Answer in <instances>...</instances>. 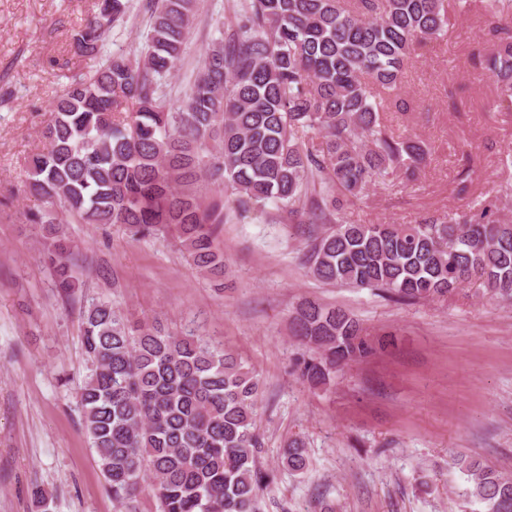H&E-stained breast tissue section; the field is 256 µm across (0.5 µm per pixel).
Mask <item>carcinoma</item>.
<instances>
[{"label": "carcinoma", "instance_id": "cac0c4a2", "mask_svg": "<svg viewBox=\"0 0 512 512\" xmlns=\"http://www.w3.org/2000/svg\"><path fill=\"white\" fill-rule=\"evenodd\" d=\"M445 0H241L231 32L212 44L184 105L163 83L180 60L196 0H148L139 57L106 42L128 0H98L72 34L73 53L98 65L69 77L45 126L46 147L27 165L26 193L43 204L25 219L43 225L56 287L76 288L63 213L84 224H121L145 239L171 234L193 265L224 277L212 226L224 205H204L200 183L226 184L239 216L267 205L309 213L304 265L315 279L383 290L398 301L444 299L476 280L491 300L512 303V182L496 202L419 224H355L351 199L393 177L416 180L430 154L421 137L389 133L384 97L407 61L447 25ZM498 20L497 47L481 60L500 105L512 107V0H479ZM308 348L301 377L324 387L374 351L346 311L305 299L291 319ZM88 374L78 394L84 425L112 500L136 512L148 490L160 512H259L270 475L260 465V379L229 348L159 322L131 325L96 299L83 314ZM281 466L302 474V436L289 437ZM465 495L488 512H512V475L458 456Z\"/></svg>", "mask_w": 512, "mask_h": 512}]
</instances>
